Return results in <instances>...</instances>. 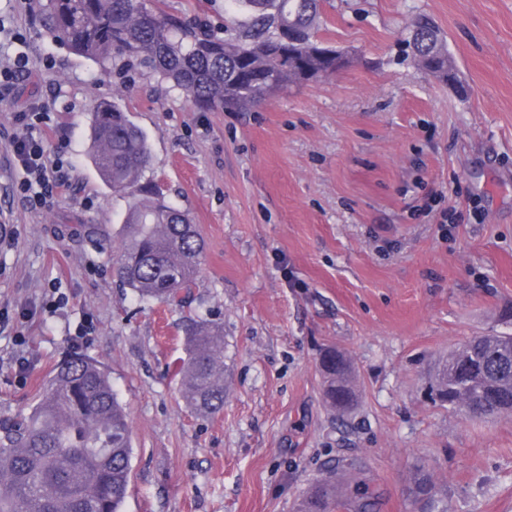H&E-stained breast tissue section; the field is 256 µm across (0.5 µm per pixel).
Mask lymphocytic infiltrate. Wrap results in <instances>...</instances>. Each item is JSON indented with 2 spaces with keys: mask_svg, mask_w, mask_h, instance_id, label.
Instances as JSON below:
<instances>
[{
  "mask_svg": "<svg viewBox=\"0 0 512 512\" xmlns=\"http://www.w3.org/2000/svg\"><path fill=\"white\" fill-rule=\"evenodd\" d=\"M25 41L22 33L0 25V105L14 109L8 153L18 177L11 190L31 210L39 211L69 188L71 166L65 159L63 131L51 124L53 99H37L21 108L15 105L18 83L32 74Z\"/></svg>",
  "mask_w": 512,
  "mask_h": 512,
  "instance_id": "1",
  "label": "lymphocytic infiltrate"
}]
</instances>
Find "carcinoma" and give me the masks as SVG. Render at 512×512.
I'll return each instance as SVG.
<instances>
[{
    "label": "carcinoma",
    "instance_id": "obj_1",
    "mask_svg": "<svg viewBox=\"0 0 512 512\" xmlns=\"http://www.w3.org/2000/svg\"><path fill=\"white\" fill-rule=\"evenodd\" d=\"M249 7L240 21L236 6ZM224 28L186 23L151 0H35L33 12L51 41L105 71L132 62L182 90L203 110L242 112L317 74L336 73L345 53L318 40L321 0H229ZM302 32L298 45L280 30ZM411 57L434 61L430 73L453 71L445 40L427 18L415 20ZM90 159L103 184L127 200L116 275L140 300L183 307L196 279L202 239L188 216L162 197L143 131L111 99L91 109ZM187 357L177 368L187 403L202 414L224 407V329L186 317ZM323 395L340 415L358 403L349 359L321 355ZM428 396L468 419L512 413V335L473 336L442 358ZM129 421L108 373L74 353L54 370L34 411L0 426V512H122L130 482ZM420 512H448L425 469L413 477ZM380 492L363 478L358 458L337 462L312 484L299 512H379Z\"/></svg>",
    "mask_w": 512,
    "mask_h": 512
}]
</instances>
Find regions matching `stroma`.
Masks as SVG:
<instances>
[{
    "label": "stroma",
    "mask_w": 512,
    "mask_h": 512,
    "mask_svg": "<svg viewBox=\"0 0 512 512\" xmlns=\"http://www.w3.org/2000/svg\"><path fill=\"white\" fill-rule=\"evenodd\" d=\"M419 13L466 96L414 64ZM0 14L50 62L20 98L55 97L72 167L54 205L29 210L8 193L18 173L0 139L1 425L78 351L128 414L123 512H297L338 457L362 461L380 512H415L422 466L448 512H512V413L471 421L427 394L467 338L512 333V0H324L318 35L349 65L232 113L197 110L145 72L102 71L14 0ZM100 98L143 129L155 181L203 239L184 309L140 301L115 275L127 201L87 156ZM188 315L224 328L214 415L187 405L175 375ZM327 348L354 368L344 418L323 399Z\"/></svg>",
    "instance_id": "stroma-1"
}]
</instances>
